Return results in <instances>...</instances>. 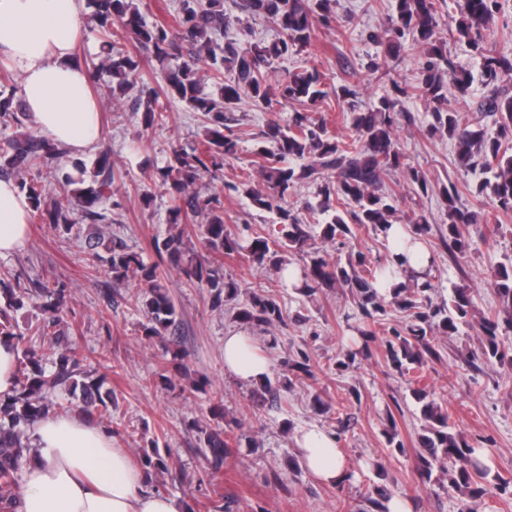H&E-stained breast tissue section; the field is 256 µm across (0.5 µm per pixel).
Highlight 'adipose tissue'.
<instances>
[{
  "label": "adipose tissue",
  "instance_id": "obj_1",
  "mask_svg": "<svg viewBox=\"0 0 512 512\" xmlns=\"http://www.w3.org/2000/svg\"><path fill=\"white\" fill-rule=\"evenodd\" d=\"M86 0H0V60L20 77L27 119L75 153L100 138L99 106L85 68L73 59L83 33ZM29 203L13 181L0 179V255L21 248ZM224 366L245 381L262 378L269 365L247 337L224 338ZM298 447L306 468L326 484H339L345 466L336 441L312 427ZM32 463L23 478L18 512H184L169 495L146 490L145 475L127 449L102 428L77 415L50 416L36 424Z\"/></svg>",
  "mask_w": 512,
  "mask_h": 512
}]
</instances>
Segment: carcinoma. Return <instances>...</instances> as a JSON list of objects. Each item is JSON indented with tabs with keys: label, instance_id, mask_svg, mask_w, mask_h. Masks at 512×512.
I'll return each instance as SVG.
<instances>
[{
	"label": "carcinoma",
	"instance_id": "cac0c4a2",
	"mask_svg": "<svg viewBox=\"0 0 512 512\" xmlns=\"http://www.w3.org/2000/svg\"><path fill=\"white\" fill-rule=\"evenodd\" d=\"M141 0H89L98 33L107 50L84 60L92 83L106 74L112 78V95H124L137 87L141 75V59L120 47L117 32L131 39L152 54L164 72V85L145 92L136 106H144V126L152 128L165 123L167 103L177 99L193 112L202 115L204 138L201 147L174 149L167 164L161 168L168 185L170 206L168 223L177 228L192 218L203 217L200 235L205 253L191 255L184 247L182 233H168L158 252L179 268L187 281L208 289L212 304L221 305L238 294L240 285L224 276V256L245 252L252 262L267 265L283 274L285 254L301 253L309 257L300 271L297 290L312 296L324 287L342 289L356 304L366 325L384 320L391 304L406 313V322L391 328L386 339V360L398 371L423 372L427 361L440 355L434 346L437 335L453 336L463 325L477 327L479 343L465 360L468 367L496 362L512 367V353L505 349L500 336L512 332V259L495 270V290L501 308L473 324L475 308L471 289L458 286L448 301L436 303L435 287L428 275L419 276L407 266V259L387 253L370 268L367 256L350 250L345 261L329 262L311 244L310 225L291 214L286 207L290 189L302 180L317 181L319 175L330 173L319 184L320 212L326 215L319 225L324 242L345 244L354 236V226H365L383 240L397 223L399 199L384 191L385 178L402 165V153L395 139L399 118L412 121L403 102L421 98L433 103L427 134L448 136L453 141L458 169L469 171L482 167L490 176L476 186L477 195L490 200L492 210L512 212V154L502 150V140L512 138V95L503 83L512 79V55L497 50L498 28L494 25L499 0H464L456 20L457 40L464 43L476 59L484 94L475 111L493 119L496 135L481 124H474L468 115L448 108V94L464 97L474 81L472 72L459 69L448 57L444 42L436 37L442 17L439 0H397L396 14L390 26L376 41L385 46L386 54L398 62L408 48H418V77L413 81L395 80L390 90L366 112L352 113V135L337 140L329 135L326 119L310 112H296L285 126L267 124L264 138L276 145L271 151L260 147L255 151L260 174L269 192L246 190L252 204L273 212L277 221L267 231L246 240L225 231L224 208L220 194L203 183L207 175L224 171V161L235 156L239 136L233 130L241 96L245 95L256 108L270 110L273 105L288 103L315 104L328 93L322 89L323 77L313 65L312 52L315 26L329 27L336 22L333 0H242L241 10L251 16L273 20L280 29L279 37L263 46L252 45L244 34L227 35L229 25L224 17V0H177L176 25L173 29L147 23L140 9ZM306 54L300 70L288 73L272 91L267 84L268 69L278 59ZM209 68V79L218 86V94L204 92L203 76L198 65ZM25 114L22 98L12 78L0 76V124H21ZM66 150L53 140L22 132L0 145V178L14 179L27 196L33 218L47 224L61 236H68L79 224H110L112 211L104 202L112 198V185L120 170L113 168L109 154L99 156L91 175L76 166H62ZM53 176L60 188L78 202L80 209L54 199L47 200L42 173ZM448 215V224L440 231L442 244L453 259L465 257L473 241L462 235L463 224H486L490 211L479 207L469 209L461 204L462 190L457 183L439 188ZM408 222L414 234L426 236L432 231L422 212L412 211ZM107 263L112 280L124 283L139 281L144 291L132 295L136 306L146 318L144 331L158 335L172 328L177 310L167 287L158 273V266L144 262L120 240L107 246ZM398 272L399 280L386 294L374 286L377 276ZM38 294L42 299V317L30 323L28 330L40 337V348L26 350L19 363L17 389L8 399L0 400V512H17L19 488L25 466L31 462L30 447L23 441L25 430L45 416L43 392L74 378L78 363L77 349L58 330L67 309L64 284L50 288L38 279L26 284L8 285L0 281V338L20 342L24 335L5 313L22 309ZM236 318L244 323L270 325L284 322V315L272 291L255 292ZM285 375L278 387L288 389L297 382L315 379L314 366L306 353L284 361ZM82 405L79 409L101 420L110 418L109 405L95 383L80 384ZM415 398L422 403L423 433L419 437L416 471L422 478H431L434 469L448 477L451 487L481 499L491 494L512 497V478L490 470L481 459V451L459 435L449 431L448 413L430 394L419 389ZM234 438L217 426L205 433L211 469L224 464ZM391 493L384 486H375L366 494L371 512H387Z\"/></svg>",
	"mask_w": 512,
	"mask_h": 512
}]
</instances>
